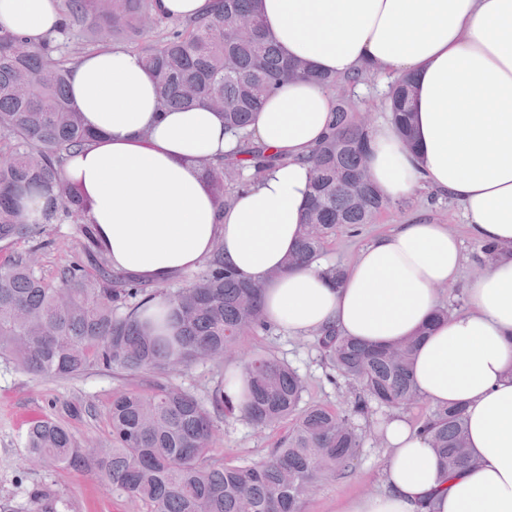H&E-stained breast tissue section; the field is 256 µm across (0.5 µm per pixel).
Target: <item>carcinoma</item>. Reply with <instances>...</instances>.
Returning <instances> with one entry per match:
<instances>
[{
  "label": "carcinoma",
  "mask_w": 512,
  "mask_h": 512,
  "mask_svg": "<svg viewBox=\"0 0 512 512\" xmlns=\"http://www.w3.org/2000/svg\"><path fill=\"white\" fill-rule=\"evenodd\" d=\"M153 0H62V28L39 45L0 32V242L43 232L46 224L79 225L86 261L59 268L50 282L38 275L29 254L0 266V359L40 378H67L93 365L152 379L146 390L112 395L108 417L112 446L87 441L51 417L31 425L25 438L33 465L93 470L112 492L148 512H300V503L326 477L342 478L363 447L357 417L378 408H403L420 399L411 372L414 348L428 332L388 346L365 344L334 328L318 344L331 369L355 383L359 395L336 411L301 406L304 384L287 363L255 352L242 365L249 396L234 407L219 385L206 406L197 395L161 381L178 367L217 361L247 332L269 328L261 288L224 263L220 253L187 286L164 293L151 283L115 275L106 248L83 217L92 196L62 180L63 168L90 140L70 101L68 81L76 55L110 45L130 33L166 108L222 104L224 128L238 139L241 158L207 162L206 185L222 209L256 183L244 173H266L278 159L264 154L250 123L279 81L312 80L329 90L352 87L359 76L318 73L285 58L266 36L257 0H214L206 16L159 31L165 18ZM81 44H72L75 36ZM414 84L397 79L388 112L408 146H414ZM372 126L336 103L326 138L311 151L314 176L302 217L299 244L288 267L316 262L329 239L370 224L391 204L369 180L365 158ZM47 199L40 222H28L24 198ZM160 297L173 323L160 328L139 317L143 302ZM239 413L260 427L291 417L281 446L251 466H227L215 458L217 420L212 410ZM439 464L448 473L473 466L464 408L431 407L420 422ZM29 512H59L56 496L36 487Z\"/></svg>",
  "instance_id": "carcinoma-1"
}]
</instances>
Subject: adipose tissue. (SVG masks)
<instances>
[{
  "label": "adipose tissue",
  "mask_w": 512,
  "mask_h": 512,
  "mask_svg": "<svg viewBox=\"0 0 512 512\" xmlns=\"http://www.w3.org/2000/svg\"><path fill=\"white\" fill-rule=\"evenodd\" d=\"M282 53L344 76H412L415 147L391 123L372 135L368 165L384 195L447 194L467 228L495 247L467 288L466 308L417 345L413 377L431 404L463 406L480 465L443 477L418 426L391 415L382 492L344 512H512V0H258ZM61 21L58 0H0V30L40 43ZM69 96L94 137L64 168L94 199L92 224L112 267L145 282L225 261L262 290L267 320L292 334L327 326L387 345L431 316L454 282L462 243L443 224H402L363 247L338 283L315 263L285 260L300 238L310 181L306 157L327 136L333 93L280 82L253 117L258 143L280 163L219 210L199 162L232 154L223 113L163 109L139 54L123 47L81 56Z\"/></svg>",
  "instance_id": "obj_1"
}]
</instances>
